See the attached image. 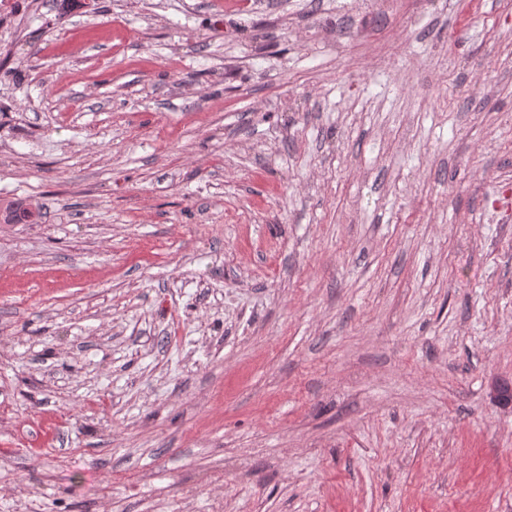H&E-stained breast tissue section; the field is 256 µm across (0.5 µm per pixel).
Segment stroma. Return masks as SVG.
Listing matches in <instances>:
<instances>
[{"mask_svg":"<svg viewBox=\"0 0 512 512\" xmlns=\"http://www.w3.org/2000/svg\"><path fill=\"white\" fill-rule=\"evenodd\" d=\"M0 512H512V0H20Z\"/></svg>","mask_w":512,"mask_h":512,"instance_id":"35a3bbf8","label":"stroma"}]
</instances>
